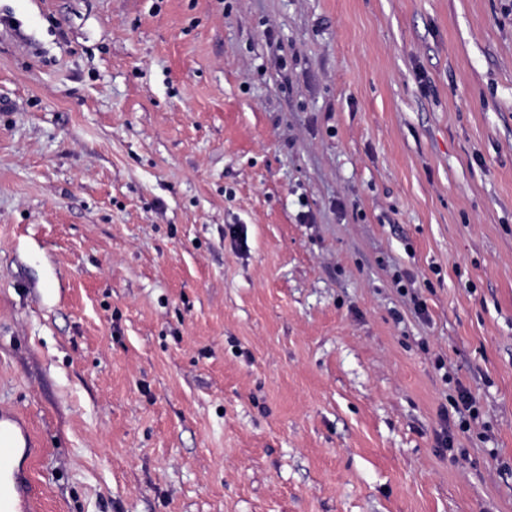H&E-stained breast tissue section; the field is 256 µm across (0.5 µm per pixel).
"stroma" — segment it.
Instances as JSON below:
<instances>
[{
    "mask_svg": "<svg viewBox=\"0 0 512 512\" xmlns=\"http://www.w3.org/2000/svg\"><path fill=\"white\" fill-rule=\"evenodd\" d=\"M0 408L41 512H512V0H0ZM454 409L458 414L459 430L465 432L469 426V419H475L478 416L476 401L464 390H459L458 400L454 399Z\"/></svg>",
    "mask_w": 512,
    "mask_h": 512,
    "instance_id": "obj_1",
    "label": "stroma"
}]
</instances>
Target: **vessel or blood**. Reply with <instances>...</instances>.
I'll list each match as a JSON object with an SVG mask.
<instances>
[{"mask_svg":"<svg viewBox=\"0 0 512 512\" xmlns=\"http://www.w3.org/2000/svg\"><path fill=\"white\" fill-rule=\"evenodd\" d=\"M37 441L22 418L0 410V512H34L31 462Z\"/></svg>","mask_w":512,"mask_h":512,"instance_id":"obj_1","label":"vessel or blood"}]
</instances>
